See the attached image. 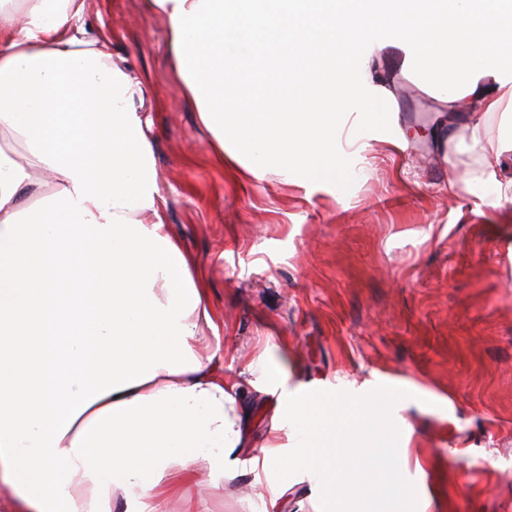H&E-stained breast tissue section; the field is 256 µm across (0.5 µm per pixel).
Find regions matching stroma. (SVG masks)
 <instances>
[{"instance_id": "stroma-1", "label": "stroma", "mask_w": 512, "mask_h": 512, "mask_svg": "<svg viewBox=\"0 0 512 512\" xmlns=\"http://www.w3.org/2000/svg\"><path fill=\"white\" fill-rule=\"evenodd\" d=\"M112 60L143 89L164 219L199 261L212 325L202 328L238 377L287 361L289 393L361 401L392 379L391 419L409 432L403 479L423 512H512V202L493 207L468 179L478 102L447 105L374 48L369 71L396 105L389 127L346 122L341 186L278 172L240 182L180 87L166 19L148 0H87ZM456 114L451 144L430 135ZM456 190H449V183ZM264 485L200 473L205 512H260Z\"/></svg>"}]
</instances>
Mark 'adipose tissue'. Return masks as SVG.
I'll return each mask as SVG.
<instances>
[{"label": "adipose tissue", "mask_w": 512, "mask_h": 512, "mask_svg": "<svg viewBox=\"0 0 512 512\" xmlns=\"http://www.w3.org/2000/svg\"><path fill=\"white\" fill-rule=\"evenodd\" d=\"M168 22L184 92L217 161L333 185L336 130L385 120L370 48H402L471 126L492 204L512 179L489 118L512 114L502 46L512 0H151ZM86 0H0V485L16 512H167L199 468L299 471L321 512H413L399 477L408 438L378 402L281 396L267 444L247 455L253 404L200 334V264L169 232L137 83L90 32Z\"/></svg>", "instance_id": "ef3b65f1"}]
</instances>
